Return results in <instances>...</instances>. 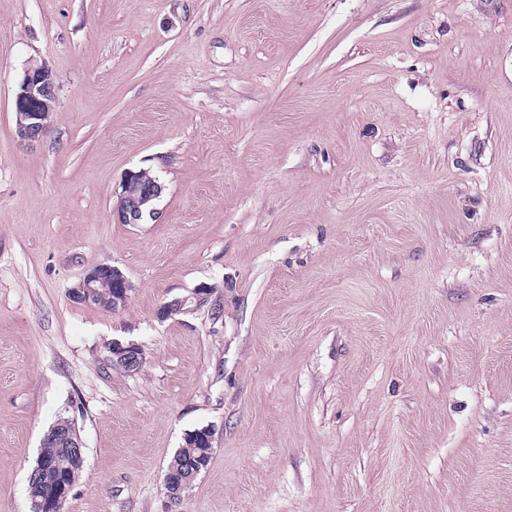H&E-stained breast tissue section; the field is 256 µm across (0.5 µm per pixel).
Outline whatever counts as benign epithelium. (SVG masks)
Returning a JSON list of instances; mask_svg holds the SVG:
<instances>
[{"label": "benign epithelium", "instance_id": "1", "mask_svg": "<svg viewBox=\"0 0 512 512\" xmlns=\"http://www.w3.org/2000/svg\"><path fill=\"white\" fill-rule=\"evenodd\" d=\"M58 104V86L51 70L43 64L28 63L22 78L18 82L14 94V112L16 134L21 142L33 145L43 140L46 135L51 113ZM164 190L162 182L142 178L141 171H128L121 181L115 214L121 224H140L145 219H154L158 215L155 202ZM112 288V310L124 308L128 302L132 285L124 272L112 265L97 264L89 268L78 286L72 291V302L92 306L97 298V289L105 283ZM212 288L201 286L191 295L178 299L179 306L169 301L160 308L159 316L168 318L182 312V306L189 303L191 313L208 301ZM112 354V365L119 366L131 375L138 373L145 361L143 349L132 342L112 341L109 347ZM185 448H207V454L213 452V429L205 426L185 434ZM44 448H66L74 459L82 458V440L75 438L64 419L54 424L52 443L42 444ZM72 490L71 483L63 478L51 485L48 498L39 502L37 512H60L62 504Z\"/></svg>", "mask_w": 512, "mask_h": 512}]
</instances>
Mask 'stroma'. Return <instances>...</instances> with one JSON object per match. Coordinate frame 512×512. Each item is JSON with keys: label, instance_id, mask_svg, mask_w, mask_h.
<instances>
[{"label": "stroma", "instance_id": "1", "mask_svg": "<svg viewBox=\"0 0 512 512\" xmlns=\"http://www.w3.org/2000/svg\"><path fill=\"white\" fill-rule=\"evenodd\" d=\"M149 168L160 219L117 223ZM97 264L124 309L72 302ZM64 413L62 512H512V0H0V512ZM57 91L55 77L46 65H26L14 94L16 134L24 144L43 140L58 104ZM213 289L212 286H201L199 288H196L190 296L179 298V299H173L165 304L160 308L159 316L161 318H168L172 315H175L177 313H191L194 310L199 309L201 306L205 305L208 301L209 295H211ZM179 302L178 309L175 308L173 305L174 302ZM194 304V306L191 308H188L187 310H182V307L186 304ZM111 351L112 361L106 359V364L110 367L109 369L122 371L131 375L137 374L145 361L143 349L140 345L132 342L124 343L119 340H112V345L107 349ZM112 366H119L112 368ZM184 444L182 445V448H179L173 459L171 460L166 474L169 477L170 484L165 482L164 483V490L166 497H168L169 500H174V503L180 502L179 497L176 495L183 496L188 490L187 489H178V479H179V472H182L187 465L189 459L191 457H197L201 451L204 450V448H207L206 454L212 455L213 452V429L211 426H205L200 429H196L192 432H188L185 434L183 438ZM207 446V447H206ZM211 456L209 457H200L199 459H202V466L200 470V466L193 463L191 466H186V472L185 476L183 477V484L184 488L191 487L192 484H194V481L196 480L197 476L200 475V471H205L210 462H211ZM168 492V494H167ZM173 494V495H170Z\"/></svg>", "mask_w": 512, "mask_h": 512}]
</instances>
